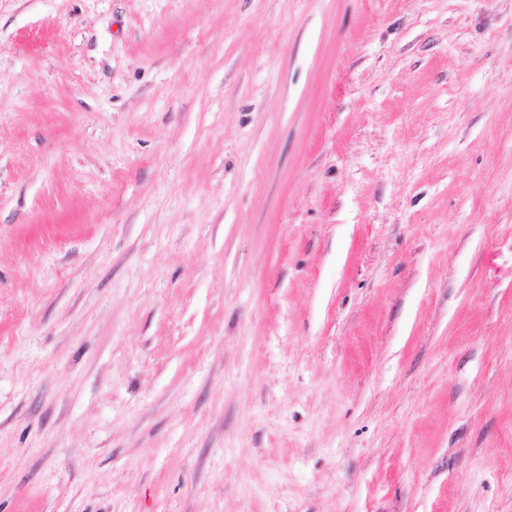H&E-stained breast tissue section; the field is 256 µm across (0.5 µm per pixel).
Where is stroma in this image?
I'll return each instance as SVG.
<instances>
[{"label": "stroma", "instance_id": "35a3bbf8", "mask_svg": "<svg viewBox=\"0 0 512 512\" xmlns=\"http://www.w3.org/2000/svg\"><path fill=\"white\" fill-rule=\"evenodd\" d=\"M0 512H512V0H0Z\"/></svg>", "mask_w": 512, "mask_h": 512}]
</instances>
